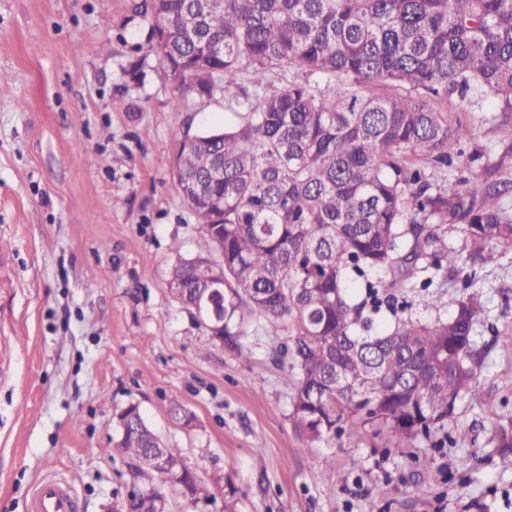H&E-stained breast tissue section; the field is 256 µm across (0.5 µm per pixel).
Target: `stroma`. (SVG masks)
<instances>
[{
  "label": "stroma",
  "mask_w": 512,
  "mask_h": 512,
  "mask_svg": "<svg viewBox=\"0 0 512 512\" xmlns=\"http://www.w3.org/2000/svg\"><path fill=\"white\" fill-rule=\"evenodd\" d=\"M145 3L0 0V512H29L44 479L77 512H110L126 479L103 449L131 403L207 489L194 507L169 493V512H512L497 448L512 352L495 343L512 334V247L472 281L486 358L454 423L394 448L369 424L308 441L288 418L280 338L251 324L234 357L168 289L178 258L212 253L174 159L186 130L223 124L224 98L183 96L148 53ZM458 294L407 291L424 320L448 319ZM461 432L464 448L450 442Z\"/></svg>",
  "instance_id": "1"
}]
</instances>
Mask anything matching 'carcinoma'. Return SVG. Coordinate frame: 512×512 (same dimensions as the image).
Returning a JSON list of instances; mask_svg holds the SVG:
<instances>
[{
	"label": "carcinoma",
	"instance_id": "cac0c4a2",
	"mask_svg": "<svg viewBox=\"0 0 512 512\" xmlns=\"http://www.w3.org/2000/svg\"><path fill=\"white\" fill-rule=\"evenodd\" d=\"M196 0L152 6L151 52L185 93L236 90L224 126L179 149L178 186L218 246L174 270L195 303L224 272V347L237 356L251 322L287 336L289 420L311 442L372 423L385 447L430 439L476 394L485 315L467 293L476 270L512 246V0H218L188 25ZM248 85H243V81ZM494 104L488 155L448 99ZM483 161L475 178L449 176ZM463 234V249L448 232ZM462 284L447 320L408 312L397 292ZM118 452L160 498L195 506L202 483L182 449H160L139 407ZM512 468V424L499 428Z\"/></svg>",
	"mask_w": 512,
	"mask_h": 512
}]
</instances>
